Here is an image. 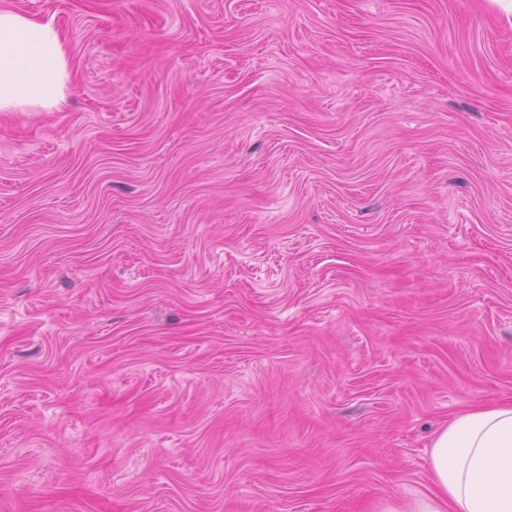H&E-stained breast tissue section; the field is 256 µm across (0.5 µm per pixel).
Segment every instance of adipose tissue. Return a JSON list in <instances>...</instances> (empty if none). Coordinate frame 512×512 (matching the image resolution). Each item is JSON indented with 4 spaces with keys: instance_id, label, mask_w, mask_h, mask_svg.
I'll return each mask as SVG.
<instances>
[{
    "instance_id": "ef3b65f1",
    "label": "adipose tissue",
    "mask_w": 512,
    "mask_h": 512,
    "mask_svg": "<svg viewBox=\"0 0 512 512\" xmlns=\"http://www.w3.org/2000/svg\"><path fill=\"white\" fill-rule=\"evenodd\" d=\"M71 72L60 30L0 7V112L58 111ZM420 512H512V403L476 406L434 436Z\"/></svg>"
}]
</instances>
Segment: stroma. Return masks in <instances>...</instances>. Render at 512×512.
Wrapping results in <instances>:
<instances>
[{
    "instance_id": "1",
    "label": "stroma",
    "mask_w": 512,
    "mask_h": 512,
    "mask_svg": "<svg viewBox=\"0 0 512 512\" xmlns=\"http://www.w3.org/2000/svg\"><path fill=\"white\" fill-rule=\"evenodd\" d=\"M0 6L72 73L0 112V512H418L512 403V16Z\"/></svg>"
}]
</instances>
